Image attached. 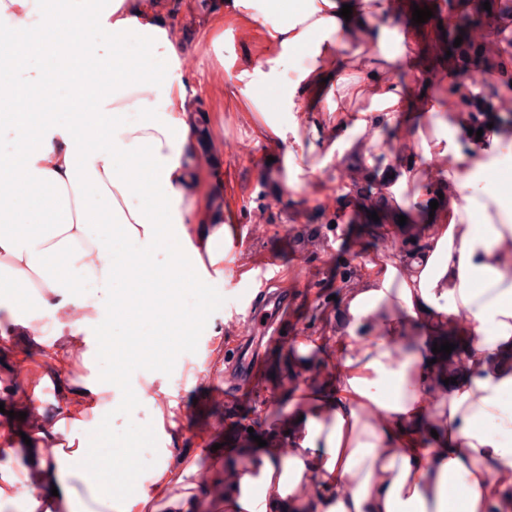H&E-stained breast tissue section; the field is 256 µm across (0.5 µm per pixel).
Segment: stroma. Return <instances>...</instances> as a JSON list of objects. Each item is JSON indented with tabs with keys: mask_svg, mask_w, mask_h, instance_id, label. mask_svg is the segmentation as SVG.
Segmentation results:
<instances>
[{
	"mask_svg": "<svg viewBox=\"0 0 512 512\" xmlns=\"http://www.w3.org/2000/svg\"><path fill=\"white\" fill-rule=\"evenodd\" d=\"M501 0H379L376 24L408 36L416 50L414 69L396 72V81L406 90L412 106L423 97L438 98L449 89L448 74L465 69H492L502 52L503 30L512 31V12L499 11ZM437 7L439 12L467 14L482 21L487 37L482 44L458 42V29H439L437 20L414 23V6ZM178 34L193 49L191 100L194 111L204 116L201 149L207 152L208 169L202 170V195L213 198L216 209L233 218L241 248L224 255V303L213 313L202 332L196 353L181 354L172 374L138 370L132 386L150 381L159 390L155 401L141 403L131 416H116L114 428L127 421L139 424L174 422L179 434L159 437L157 463L181 472L183 483L195 486L203 496L207 512H225L223 493L197 482V472L214 475L240 466L243 458L235 447L226 445L217 426L230 422L253 429L269 447H286L285 429L293 399L308 392L331 389L336 356L341 299L351 289L368 287L371 267L383 259L404 260L420 250L423 229L417 222L431 201L447 209V186L439 184L431 166L417 165L405 153L406 137L397 124L384 116L372 119L369 130L355 134L363 155L336 157L330 149L339 112H301L297 115L299 134L316 142L313 153L304 154L298 164L310 172L314 182L324 185L323 197H307L283 190L280 176L270 157L283 153L264 127L261 113L251 111L243 94L234 91L223 78H216L220 65L203 30L205 10L199 0H161ZM450 53H443V46ZM224 54L238 60L259 61L267 55V42L259 30L224 26ZM235 139L251 144L253 155L228 158L225 141ZM396 167L405 170L404 183L385 190L370 187L374 170ZM349 179L347 190L335 193L337 180ZM406 224H399V216ZM276 261L281 279L299 292V299L282 329L286 335L307 336L308 344L297 350L275 348L267 354L264 378L239 403L216 398L204 387L199 374L210 371L213 382H224L216 363L235 334V319L254 287L261 265Z\"/></svg>",
	"mask_w": 512,
	"mask_h": 512,
	"instance_id": "1",
	"label": "stroma"
}]
</instances>
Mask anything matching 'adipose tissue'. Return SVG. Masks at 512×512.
I'll return each mask as SVG.
<instances>
[{
  "label": "adipose tissue",
  "instance_id": "ef3b65f1",
  "mask_svg": "<svg viewBox=\"0 0 512 512\" xmlns=\"http://www.w3.org/2000/svg\"><path fill=\"white\" fill-rule=\"evenodd\" d=\"M345 0H226L229 18L263 29L274 51L244 66L221 60L245 96L280 88L267 128L287 148L277 163L286 189L305 186L296 165V112H318L332 91L326 63L345 95L372 90L369 109L348 116L354 130L383 112L399 119L408 103L388 75L398 54L374 24L372 0L351 17ZM114 44L136 43V57H105L86 20ZM35 37L28 63L0 54V128L18 159L0 158V304L15 315L0 331V356L14 375L37 360L55 379L53 409L35 381L18 390L37 438L23 481L0 478V507L24 512H156L182 478L168 466L143 492L113 498L108 482L86 475L80 426L112 400V384L70 372L79 345L104 343L101 314L172 313L173 288L198 291L224 280V217L198 204L192 189L197 114L190 101L187 48L155 0H0V37ZM306 50L309 66L284 62ZM100 82L91 111L75 108L81 61ZM448 120L421 155L451 158L443 180L465 193V209L443 220L421 213L426 237L410 262L375 266L370 286L348 291L336 346L332 392L291 408L287 453L252 451L250 474L231 484L226 512H512V186L482 185L496 158L479 161L470 120L456 94L427 100ZM138 113L128 124L125 113ZM168 248L172 263L154 278L122 273L129 247ZM93 283L96 294L78 291ZM44 318L32 331L36 318ZM451 323L470 339L455 359V384L441 387L424 330ZM82 480L81 499L72 479ZM458 497L449 501L448 485Z\"/></svg>",
  "mask_w": 512,
  "mask_h": 512
}]
</instances>
